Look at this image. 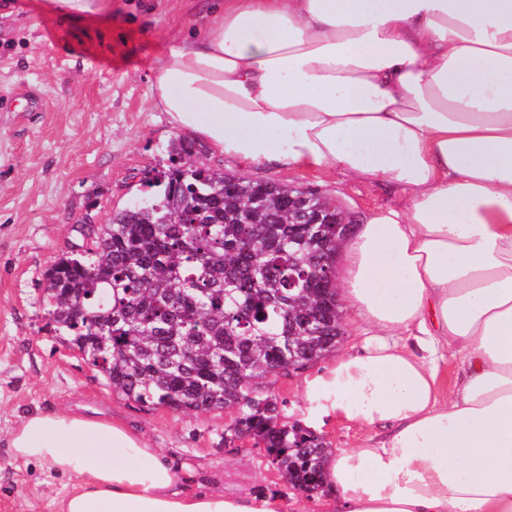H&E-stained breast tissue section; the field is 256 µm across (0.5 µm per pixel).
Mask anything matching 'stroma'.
<instances>
[{
    "instance_id": "1",
    "label": "stroma",
    "mask_w": 512,
    "mask_h": 512,
    "mask_svg": "<svg viewBox=\"0 0 512 512\" xmlns=\"http://www.w3.org/2000/svg\"><path fill=\"white\" fill-rule=\"evenodd\" d=\"M210 0H112V18L63 17L56 0H0V512H58L70 482L13 461L6 436L24 415L77 406L122 420L150 447L224 476V490L259 491L294 512L286 484L253 442H225L224 413H174L127 400L58 336L44 274L82 245L81 225L135 203L145 172L167 167L176 133L150 101L157 64ZM224 171L335 201L354 223L403 202L399 191L338 170L253 167L200 148ZM286 422L311 403L301 374L272 386Z\"/></svg>"
}]
</instances>
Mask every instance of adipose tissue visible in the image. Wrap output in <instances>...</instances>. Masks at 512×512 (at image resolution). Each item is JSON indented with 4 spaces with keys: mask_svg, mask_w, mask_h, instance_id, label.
I'll use <instances>...</instances> for the list:
<instances>
[{
    "mask_svg": "<svg viewBox=\"0 0 512 512\" xmlns=\"http://www.w3.org/2000/svg\"><path fill=\"white\" fill-rule=\"evenodd\" d=\"M160 59L152 106L213 151L400 190L336 252L362 339L304 379L326 512H512V0H217ZM464 369L442 395L438 362ZM13 459L70 478L60 512H282L121 421L35 411Z\"/></svg>",
    "mask_w": 512,
    "mask_h": 512,
    "instance_id": "obj_1",
    "label": "adipose tissue"
}]
</instances>
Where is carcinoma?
<instances>
[{"label":"carcinoma","instance_id":"carcinoma-1","mask_svg":"<svg viewBox=\"0 0 512 512\" xmlns=\"http://www.w3.org/2000/svg\"><path fill=\"white\" fill-rule=\"evenodd\" d=\"M170 166L145 178L148 196L106 224L80 227L86 244L44 276L43 300L64 340L103 361L112 391L174 412L237 413L224 435L277 449L287 484L323 488L325 438L280 422L273 377L335 353L344 328L334 224H306L336 203L194 159L185 137ZM86 310L93 324H79Z\"/></svg>","mask_w":512,"mask_h":512}]
</instances>
